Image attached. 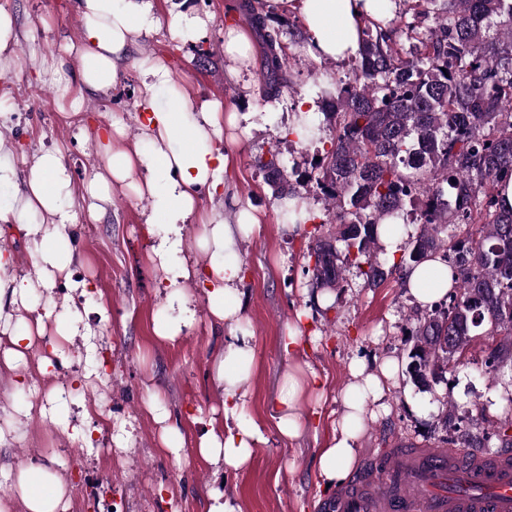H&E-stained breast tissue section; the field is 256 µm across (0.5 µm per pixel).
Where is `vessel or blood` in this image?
<instances>
[{"instance_id": "obj_1", "label": "vessel or blood", "mask_w": 512, "mask_h": 512, "mask_svg": "<svg viewBox=\"0 0 512 512\" xmlns=\"http://www.w3.org/2000/svg\"><path fill=\"white\" fill-rule=\"evenodd\" d=\"M326 512H512V454L462 458L395 448L373 458Z\"/></svg>"}]
</instances>
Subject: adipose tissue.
I'll list each match as a JSON object with an SVG mask.
<instances>
[{
    "label": "adipose tissue",
    "mask_w": 512,
    "mask_h": 512,
    "mask_svg": "<svg viewBox=\"0 0 512 512\" xmlns=\"http://www.w3.org/2000/svg\"><path fill=\"white\" fill-rule=\"evenodd\" d=\"M85 26L78 50L82 61L77 79L66 76L68 62L57 58L61 97L105 93L112 89L136 39L156 29V0H79ZM255 14L272 18L296 14L302 26L303 45L319 60L343 62L355 57L365 19L392 12L393 0H252ZM139 136L126 141L125 128L111 124L92 140L105 164L82 183H74L61 149L17 155L10 113L0 111V187L14 188L12 200L0 204V223L10 225L36 246L34 272L20 271L14 252L0 248V376L13 379L16 387L28 385L33 375H46L65 358L64 346L80 336L83 317L65 307L47 330L46 316L31 294L49 291L58 282L72 283L87 291L86 282H72L77 253L72 230L79 201L91 221H98L105 204L112 200V187H132L151 201L145 225H161L146 260L167 290L169 306L177 315L163 314L153 320V334L176 341L193 326L195 312L185 291L186 283L203 284L213 326L228 328L230 339L215 353L211 375L222 399V411L211 417L207 428L194 441L195 454L203 462L223 463L225 470L246 469L258 448L266 444L262 426L248 414L249 382L256 368L252 334L242 318L244 279L238 255L241 241L261 235L264 226L250 203L238 195L225 198L224 209L207 208L203 196H215L226 185L231 155L224 147V130L240 125L238 113L226 111L218 100L195 99L183 79L158 59L137 64ZM166 89V104H159L158 91ZM409 294L426 306L449 291L448 265L430 258L413 268L406 279ZM47 336L30 375L20 373L37 336ZM352 382L340 396L343 412L317 457V473L324 486L341 484L357 462L368 406L384 408L397 365L386 361L379 373H365L360 363L350 367ZM317 380L288 376L279 397L276 430L294 439L301 430L297 412L305 387ZM65 387L47 388L51 403L45 415L57 427L70 430L72 441L86 440L90 409H83L80 424H73L64 397ZM10 491L0 497V512H69L71 488L50 466L31 460L9 468Z\"/></svg>",
    "instance_id": "obj_1"
}]
</instances>
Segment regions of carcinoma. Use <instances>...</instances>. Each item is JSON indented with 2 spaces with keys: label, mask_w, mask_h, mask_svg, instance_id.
Segmentation results:
<instances>
[{
  "label": "carcinoma",
  "mask_w": 512,
  "mask_h": 512,
  "mask_svg": "<svg viewBox=\"0 0 512 512\" xmlns=\"http://www.w3.org/2000/svg\"><path fill=\"white\" fill-rule=\"evenodd\" d=\"M419 14L435 25L369 20L354 58L352 81L324 105L323 120L297 115L302 142L329 147L311 162L307 179L333 209L301 218L312 224L308 258L311 286L341 287L353 270L364 286L378 288L393 273L440 255L448 263L451 291L429 309L411 308L413 346L406 373L421 392L448 383L480 338L482 372L496 376L512 366V208L500 204L502 180L512 177V0H416ZM265 65L273 81L267 93L291 88L288 53L259 16ZM278 196L292 195L291 173L276 157L261 163ZM419 210L418 231L407 233L400 257L389 258L379 231L405 223ZM482 221L478 230L472 224ZM336 223V232L323 228ZM470 415L443 404L437 426ZM471 427L451 437L461 448H512V397L504 416L490 420L485 408Z\"/></svg>",
  "instance_id": "1"
}]
</instances>
